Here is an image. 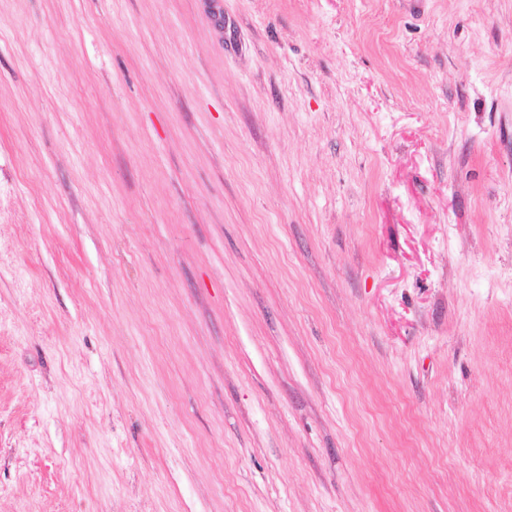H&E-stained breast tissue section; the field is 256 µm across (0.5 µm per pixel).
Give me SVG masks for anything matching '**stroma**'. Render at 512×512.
Returning <instances> with one entry per match:
<instances>
[{
	"mask_svg": "<svg viewBox=\"0 0 512 512\" xmlns=\"http://www.w3.org/2000/svg\"><path fill=\"white\" fill-rule=\"evenodd\" d=\"M0 512H512V0H0Z\"/></svg>",
	"mask_w": 512,
	"mask_h": 512,
	"instance_id": "35a3bbf8",
	"label": "stroma"
}]
</instances>
